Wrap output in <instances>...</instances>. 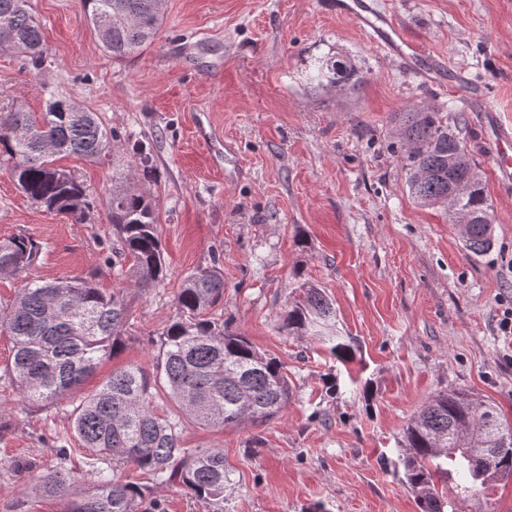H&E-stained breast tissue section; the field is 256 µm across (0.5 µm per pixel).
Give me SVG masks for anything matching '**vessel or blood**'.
Wrapping results in <instances>:
<instances>
[{
    "mask_svg": "<svg viewBox=\"0 0 512 512\" xmlns=\"http://www.w3.org/2000/svg\"><path fill=\"white\" fill-rule=\"evenodd\" d=\"M328 11L354 20L370 38L388 54L399 57L425 81L438 83L448 69L444 58L425 53L412 41L403 27L383 12L376 0H328ZM493 136L494 169L502 182L512 183V124H503L487 116Z\"/></svg>",
    "mask_w": 512,
    "mask_h": 512,
    "instance_id": "vessel-or-blood-1",
    "label": "vessel or blood"
}]
</instances>
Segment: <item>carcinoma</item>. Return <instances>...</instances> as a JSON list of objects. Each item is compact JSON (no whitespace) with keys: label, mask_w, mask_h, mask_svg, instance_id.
Wrapping results in <instances>:
<instances>
[{"label":"carcinoma","mask_w":512,"mask_h":512,"mask_svg":"<svg viewBox=\"0 0 512 512\" xmlns=\"http://www.w3.org/2000/svg\"><path fill=\"white\" fill-rule=\"evenodd\" d=\"M92 24L111 18L102 43L113 57L131 55L156 39L165 0H83ZM0 51H15L33 63L45 47L28 0H0ZM347 75L342 63L318 68L317 79ZM406 186L414 203L441 208L452 221L469 218L466 249L479 255L493 245L490 204L477 167L459 133L429 108L395 116ZM115 135L93 112L50 94L45 111L0 113V159L22 192L51 211L87 223L82 186L55 165L56 157L96 160L112 150ZM132 174L113 178L109 223L118 238L107 261L127 268L146 292L166 277L155 205L131 185ZM43 249L25 235L0 241V278L21 283L0 310V332L11 340L8 369L21 401L50 407L75 390L125 344L130 318L128 288L105 293L89 280L45 281L33 275ZM224 297L218 265L186 275L177 294V317L160 336L156 371L138 365L112 371L71 411V432L57 437L60 456L92 451L107 467L89 485H75L66 469L41 477L37 491L64 502L63 512H138L143 487L124 481L117 467L131 466L152 481L178 483L196 499L224 512L229 470L222 448H187L185 421L212 429L262 423L288 402L291 387L283 364L257 351L243 333L201 314ZM336 310L318 288L288 310L282 329L305 330L330 343L337 358L355 356L354 344L326 330ZM163 388L178 412L154 405ZM404 483L416 492L420 512H460L458 503L512 479V422L497 407L463 390L435 393L403 432Z\"/></svg>","instance_id":"1"}]
</instances>
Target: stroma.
<instances>
[{"mask_svg":"<svg viewBox=\"0 0 512 512\" xmlns=\"http://www.w3.org/2000/svg\"><path fill=\"white\" fill-rule=\"evenodd\" d=\"M322 2L166 0L156 40L115 58L82 0H29L45 55L36 66L0 52V111L40 112L54 94L97 113L118 138L101 161H58L86 191V224L29 200L0 164V241L22 233L41 242L34 273L43 279L123 284L105 260L108 200L113 174L140 147L150 168L135 169V183L155 203L167 276L132 296L122 350L53 407L21 402L0 335V512H62L33 489L56 466L89 482L95 455L59 456L70 411L113 368H152L184 276L215 264L224 297L208 319L280 360L291 385L266 423H186L187 447L224 451V512H419L399 464L402 432L432 395L463 388L512 420V336L498 329L512 310V192L499 184L483 115L458 86L422 82ZM378 4L451 72L482 84L486 108L512 122V0ZM336 60L350 66L348 80L310 84L317 62ZM419 107L441 112L480 170L493 229L485 255L408 195L391 120ZM305 283L331 300L355 345L351 362L282 331ZM157 504L211 512L178 484L147 490L143 512Z\"/></svg>","mask_w":512,"mask_h":512,"instance_id":"35a3bbf8","label":"stroma"}]
</instances>
